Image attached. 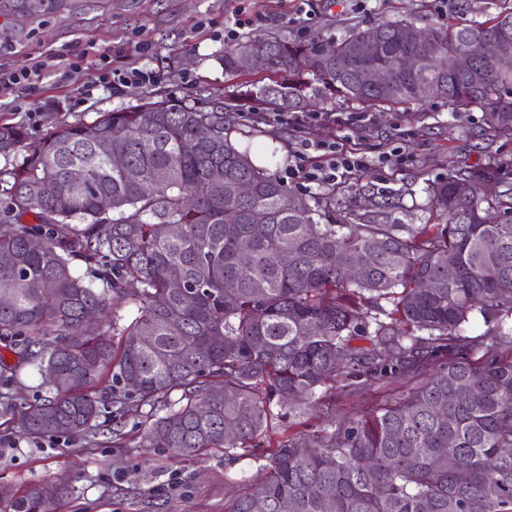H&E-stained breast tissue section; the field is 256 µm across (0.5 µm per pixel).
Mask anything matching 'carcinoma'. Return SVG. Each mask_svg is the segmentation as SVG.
<instances>
[{
	"instance_id": "carcinoma-1",
	"label": "carcinoma",
	"mask_w": 512,
	"mask_h": 512,
	"mask_svg": "<svg viewBox=\"0 0 512 512\" xmlns=\"http://www.w3.org/2000/svg\"><path fill=\"white\" fill-rule=\"evenodd\" d=\"M506 18L511 8L427 27L421 69L382 87L347 68L350 47L378 36L375 64L390 66L411 49V21L339 40L255 35L221 61L243 76L266 51L271 77L247 94L278 112L336 98L422 104L427 84L455 111L481 108L490 135L512 137V68L487 84L453 66ZM232 120L223 106L165 99L61 125L34 145L0 125V155H15L0 171V224L12 226L0 235V372L8 384L34 366L47 384L14 417L19 432L93 436L108 406H148L142 445L230 457L266 432L278 404L302 414L338 377L421 371L418 387L343 428L278 441L231 512L257 502L280 512L284 500L293 512H512V454L502 453L512 448V224L495 223L512 216V184L487 198L480 184L496 180V162L458 165L427 187L436 224H356L349 213L321 224L228 137ZM109 136L123 154L98 151ZM240 181L253 186L245 199ZM77 257L97 265L95 279L75 273ZM124 303L137 308L128 323L118 309L86 319ZM474 313L480 337L462 334ZM108 375L110 404L96 393ZM6 499L11 512H52L37 483Z\"/></svg>"
}]
</instances>
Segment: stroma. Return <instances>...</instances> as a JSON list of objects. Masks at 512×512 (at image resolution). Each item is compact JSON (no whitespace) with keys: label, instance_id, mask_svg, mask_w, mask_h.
<instances>
[{"label":"stroma","instance_id":"obj_1","mask_svg":"<svg viewBox=\"0 0 512 512\" xmlns=\"http://www.w3.org/2000/svg\"><path fill=\"white\" fill-rule=\"evenodd\" d=\"M457 0H325L318 15L298 17L296 0H0V69L31 67L54 54L52 69L32 84L0 91V123L22 126L29 140L55 127L93 120L97 113L131 108L145 99L193 102L209 96L240 97L245 112L267 111L260 99L243 98L263 71L234 76L220 62L224 29L235 19L262 16V34L305 40L339 37L348 27L406 19L424 26L445 22ZM149 45V54L136 52ZM111 67L155 70L158 79L144 86L113 89L96 86L101 53ZM81 61L78 79L66 81L68 65ZM361 126L320 125L303 136L340 140L367 157L369 167L355 180L319 189L288 176L290 147L301 134L294 129L245 121L231 132L258 165L282 179L286 188L311 205L337 214L352 211L359 224H431L433 211L425 188L447 178L453 166L476 165L496 156L501 180L512 182V140L482 138L483 113L451 111L440 99L404 109H367ZM418 374L389 376L374 383L344 377L328 389L325 410L299 417L279 409L252 447L225 457L223 449L184 459L160 448H145L141 437L145 411L120 419V436L83 439H30L17 433L0 413V487L18 489L41 482L67 483L54 512H230L235 499L260 474V466L278 440L305 431L341 428L379 404L401 397Z\"/></svg>","mask_w":512,"mask_h":512}]
</instances>
